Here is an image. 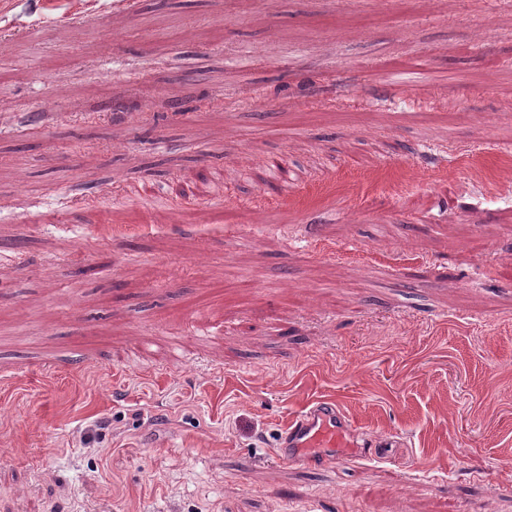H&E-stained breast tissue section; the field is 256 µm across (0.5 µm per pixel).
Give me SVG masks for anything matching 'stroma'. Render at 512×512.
Listing matches in <instances>:
<instances>
[{
	"mask_svg": "<svg viewBox=\"0 0 512 512\" xmlns=\"http://www.w3.org/2000/svg\"><path fill=\"white\" fill-rule=\"evenodd\" d=\"M119 2L0 0V512H512V0ZM350 436L351 424L336 405L319 401L290 422L280 438L279 458L308 461L320 449L327 453L324 458L338 463L336 448H352Z\"/></svg>",
	"mask_w": 512,
	"mask_h": 512,
	"instance_id": "stroma-1",
	"label": "stroma"
}]
</instances>
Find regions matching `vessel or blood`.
<instances>
[{
	"label": "vessel or blood",
	"instance_id": "1",
	"mask_svg": "<svg viewBox=\"0 0 512 512\" xmlns=\"http://www.w3.org/2000/svg\"><path fill=\"white\" fill-rule=\"evenodd\" d=\"M351 424L333 403L316 402L297 415L280 438L279 457L303 462L315 451H323L328 460L339 461V449L350 447Z\"/></svg>",
	"mask_w": 512,
	"mask_h": 512
}]
</instances>
